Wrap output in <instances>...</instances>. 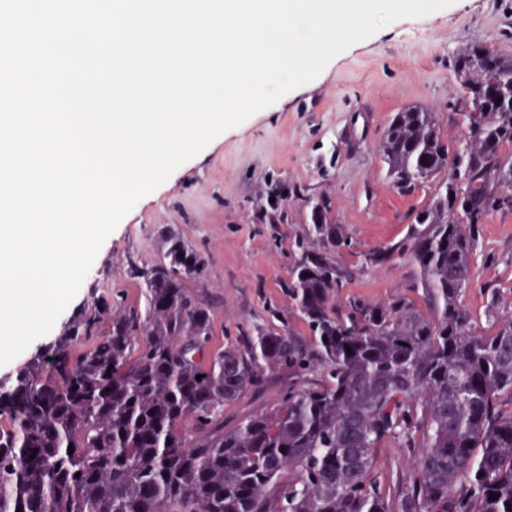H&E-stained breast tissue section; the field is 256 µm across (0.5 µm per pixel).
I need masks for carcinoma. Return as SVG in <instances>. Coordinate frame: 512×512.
I'll return each mask as SVG.
<instances>
[{"label": "carcinoma", "mask_w": 512, "mask_h": 512, "mask_svg": "<svg viewBox=\"0 0 512 512\" xmlns=\"http://www.w3.org/2000/svg\"><path fill=\"white\" fill-rule=\"evenodd\" d=\"M454 72V143L418 105L379 143L399 192L435 181L407 236L362 255L409 256L418 299L351 297L338 312L348 242L330 197H306L282 288L309 336L256 328L211 355L213 306L187 287L206 262L169 235L152 264L127 261L141 305L102 300L0 380V512H512V317L490 305L496 329L480 336L460 300L479 225L512 210V57L466 44ZM277 371L291 378L282 401L224 430V406ZM385 443L421 449L393 503Z\"/></svg>", "instance_id": "obj_1"}]
</instances>
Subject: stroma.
<instances>
[{"label":"stroma","instance_id":"obj_1","mask_svg":"<svg viewBox=\"0 0 512 512\" xmlns=\"http://www.w3.org/2000/svg\"><path fill=\"white\" fill-rule=\"evenodd\" d=\"M465 43L512 56V0H455L425 17L397 20L336 56L312 82L218 135L122 219L55 330L76 313L94 315L101 297L116 306L140 304L141 290L126 275L127 260L150 264L173 229L206 261L203 282L189 288L213 304L212 351L233 343L240 327H277L268 312L272 305L293 330L306 334L281 285L294 262L292 245L307 230L300 198L322 193L330 196L348 240L335 256L351 275L337 309L351 296L383 303L408 294L420 277L413 261L402 256L370 267L362 255L402 239L412 213L429 201L432 185L399 193L386 173L379 139L394 112L417 104L434 112L444 137L456 140L459 115L448 104L461 95L454 62ZM274 180L289 193L283 201L289 221L256 223ZM462 301L477 334L492 330L489 307L512 316V211L494 212L481 226ZM287 387V373L269 375L260 390L225 407V428L279 404ZM375 456L395 488L414 474L418 453L387 443Z\"/></svg>","mask_w":512,"mask_h":512}]
</instances>
